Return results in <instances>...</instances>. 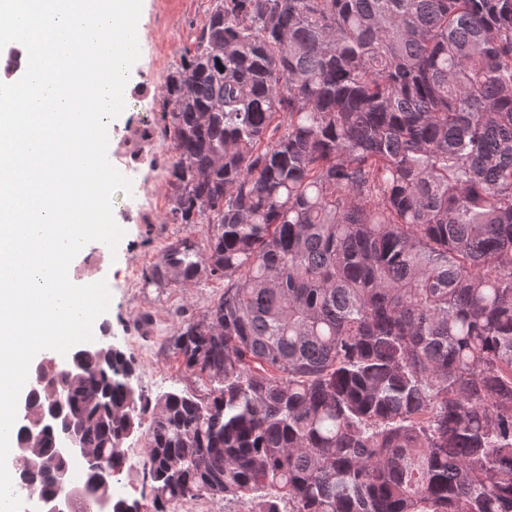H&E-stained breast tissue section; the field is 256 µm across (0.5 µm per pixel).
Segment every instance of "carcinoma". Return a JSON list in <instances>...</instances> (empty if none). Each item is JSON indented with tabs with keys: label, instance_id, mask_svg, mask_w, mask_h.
Instances as JSON below:
<instances>
[{
	"label": "carcinoma",
	"instance_id": "carcinoma-1",
	"mask_svg": "<svg viewBox=\"0 0 512 512\" xmlns=\"http://www.w3.org/2000/svg\"><path fill=\"white\" fill-rule=\"evenodd\" d=\"M160 97L166 221L207 255L178 240L143 280L224 281L173 336L203 388L45 356L16 442L62 383L116 472L151 414L155 512H512V0H216ZM54 440L17 460L33 495ZM202 498L203 499L184 502L180 508L181 512H197L202 508L206 509V511L202 512H243L254 507V503H250L246 500H235L224 503V499Z\"/></svg>",
	"mask_w": 512,
	"mask_h": 512
}]
</instances>
